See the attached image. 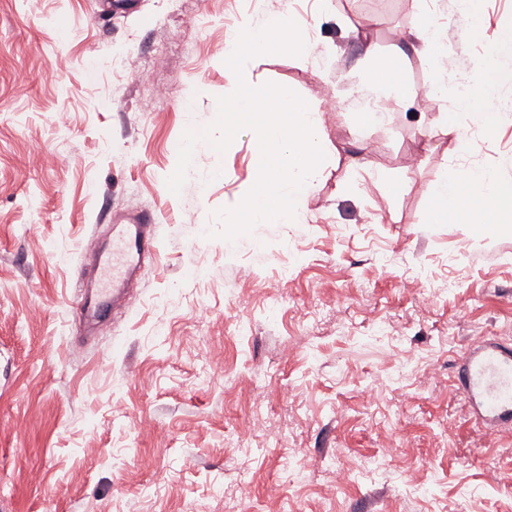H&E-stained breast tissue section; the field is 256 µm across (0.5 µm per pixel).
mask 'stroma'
<instances>
[{
  "mask_svg": "<svg viewBox=\"0 0 512 512\" xmlns=\"http://www.w3.org/2000/svg\"><path fill=\"white\" fill-rule=\"evenodd\" d=\"M426 8L0 0V512H512V431L489 440L453 387L469 348L512 342V223L429 221L463 164L512 182V122L442 129L455 91L411 37ZM476 8L472 28L437 3L458 71L512 32V0ZM282 12L303 55L247 67L321 109L327 162L306 223L230 242L219 212L254 182L251 130L198 145L180 194L166 180L217 115L241 25ZM380 66L443 100L362 124ZM131 210L155 215L160 253L91 337L70 309L87 245Z\"/></svg>",
  "mask_w": 512,
  "mask_h": 512,
  "instance_id": "obj_1",
  "label": "stroma"
}]
</instances>
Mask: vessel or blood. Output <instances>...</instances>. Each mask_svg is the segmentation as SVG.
Wrapping results in <instances>:
<instances>
[{"instance_id": "obj_1", "label": "vessel or blood", "mask_w": 512, "mask_h": 512, "mask_svg": "<svg viewBox=\"0 0 512 512\" xmlns=\"http://www.w3.org/2000/svg\"><path fill=\"white\" fill-rule=\"evenodd\" d=\"M89 252L97 258L93 297L74 299L73 315L90 321L95 332L110 328L109 303H123L141 264L158 250L153 214L138 213L112 227V246L92 239ZM454 388L477 407L486 428L512 429V345L485 341L469 350L453 381Z\"/></svg>"}]
</instances>
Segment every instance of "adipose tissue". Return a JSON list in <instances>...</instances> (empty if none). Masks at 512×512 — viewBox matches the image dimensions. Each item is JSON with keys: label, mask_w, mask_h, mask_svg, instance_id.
Wrapping results in <instances>:
<instances>
[{"label": "adipose tissue", "mask_w": 512, "mask_h": 512, "mask_svg": "<svg viewBox=\"0 0 512 512\" xmlns=\"http://www.w3.org/2000/svg\"><path fill=\"white\" fill-rule=\"evenodd\" d=\"M479 65L480 77L464 83L451 109L457 115L474 113L479 126L490 132L508 118V100L491 75L512 69V36L499 39ZM506 199L512 201V185L502 180L498 169L473 166L453 172L434 187L431 214L456 223L481 224L488 219L498 220Z\"/></svg>", "instance_id": "ef3b65f1"}]
</instances>
